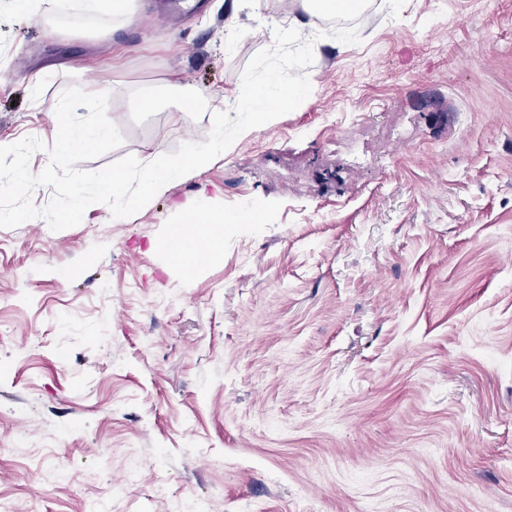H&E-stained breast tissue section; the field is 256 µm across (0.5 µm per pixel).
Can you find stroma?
<instances>
[{
    "instance_id": "35a3bbf8",
    "label": "stroma",
    "mask_w": 512,
    "mask_h": 512,
    "mask_svg": "<svg viewBox=\"0 0 512 512\" xmlns=\"http://www.w3.org/2000/svg\"><path fill=\"white\" fill-rule=\"evenodd\" d=\"M0 5V145L71 85L131 154L184 155L244 75L312 91L122 223L0 228V501L16 512H512V0ZM301 36H294V29ZM154 106L132 109L140 91ZM249 208L184 271L200 202Z\"/></svg>"
}]
</instances>
